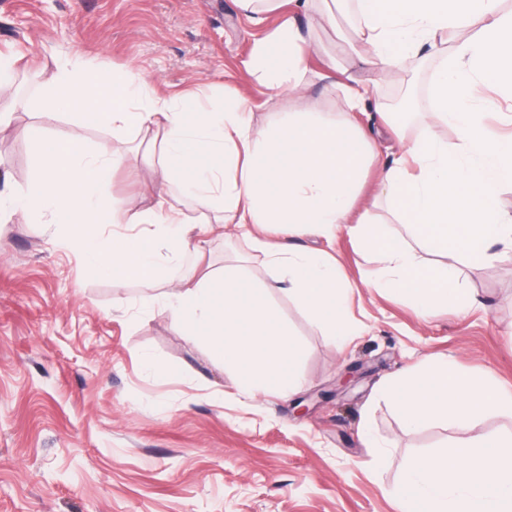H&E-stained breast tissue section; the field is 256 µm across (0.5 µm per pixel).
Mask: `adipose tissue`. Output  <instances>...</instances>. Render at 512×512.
<instances>
[{"label":"adipose tissue","instance_id":"ef3b65f1","mask_svg":"<svg viewBox=\"0 0 512 512\" xmlns=\"http://www.w3.org/2000/svg\"><path fill=\"white\" fill-rule=\"evenodd\" d=\"M357 17L349 48L372 76L347 74V109L374 107L389 113L377 78L441 35L470 30L455 42L432 84V120L451 126L454 140L430 136L406 143L385 164L369 209L355 212L372 139L356 124L308 112H284L272 125L255 122L245 101L228 98L222 111L198 106L188 92L153 95L136 72H100L59 62L41 69V94L26 111L39 119L36 172L25 189L0 197V223L15 216L49 217L87 265L115 279L162 278L165 265L186 251H200L210 223L231 225L264 255L276 286L298 298L341 342L351 333L350 288L336 257L296 244H274L259 229L268 224L301 231L313 225L331 233L346 229L377 264L368 285L411 301L421 316L442 305L466 311L471 293L457 285L461 258L504 261L512 256V213L496 202L512 185V137L493 139L485 114L495 98L512 101V13L503 0H347ZM309 44L296 19L270 27L256 42L248 71L274 93H298L306 85ZM85 124L104 123L113 135H160L159 180L179 185L202 218L188 223L164 187L146 206H117L103 191L122 155L109 144L87 147L52 135L60 111ZM387 203L433 254L421 263L399 240L373 229L371 209ZM112 224H136L134 235H104ZM148 309L168 313L187 335L205 343L212 358L233 366L243 392H294L297 347L245 264L190 276L152 298ZM409 427L433 419L465 427L507 399L492 379L458 369L452 361L427 363L380 389ZM394 495L401 512H512V437L452 443L445 453L415 460Z\"/></svg>","mask_w":512,"mask_h":512}]
</instances>
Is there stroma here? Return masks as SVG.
I'll list each match as a JSON object with an SVG mask.
<instances>
[{"mask_svg":"<svg viewBox=\"0 0 512 512\" xmlns=\"http://www.w3.org/2000/svg\"><path fill=\"white\" fill-rule=\"evenodd\" d=\"M335 15L300 22L317 49L298 96L274 94L247 73L262 29L236 0H0V54L21 56L19 90L28 99L40 93L39 69L78 55L138 72L164 97L200 91L219 108L225 97L243 98L265 124L283 112L339 121L343 72L359 64L343 41L353 17L341 7ZM440 61L422 50L380 83L386 99L414 98L406 139L455 136L428 117ZM35 123L19 111L0 126V193L32 180L36 144L23 130ZM54 131L126 153L105 189L114 204L149 199L144 136L117 139L108 126L68 117ZM297 242L332 251L352 286L349 316L359 332L344 347L295 297L273 289L276 270L236 229L214 225L204 245L213 267L242 259L270 286L300 349L299 392L250 396L203 342L168 314L142 308L193 275L194 255L157 281L117 280L90 269L44 220L0 226V512H398L393 490L415 459L443 453L461 434H512L507 408L463 432L441 420L411 429L375 395L383 381L446 357L512 391V263L461 259V280L479 306L424 319L403 297L365 287L373 266L345 232ZM150 361L170 376L154 378ZM366 427L377 447L362 442Z\"/></svg>","mask_w":512,"mask_h":512,"instance_id":"obj_1","label":"stroma"}]
</instances>
